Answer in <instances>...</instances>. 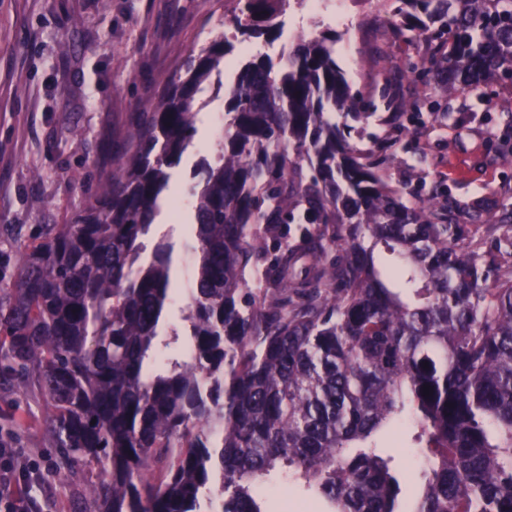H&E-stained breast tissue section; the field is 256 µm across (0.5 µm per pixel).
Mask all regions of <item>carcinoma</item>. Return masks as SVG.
<instances>
[{
	"label": "carcinoma",
	"instance_id": "cac0c4a2",
	"mask_svg": "<svg viewBox=\"0 0 512 512\" xmlns=\"http://www.w3.org/2000/svg\"><path fill=\"white\" fill-rule=\"evenodd\" d=\"M287 0L225 18L241 41L283 34ZM392 36L425 42L431 81L491 99L512 82V0H382ZM234 44L217 35L138 114L131 153L68 224L0 278V382L48 410L55 471L98 469L82 512H270L289 475L318 512H512V277L492 233L512 209L409 208L333 113L366 121L336 31L248 59L225 88L218 156L191 191L185 352L160 363L174 244L143 257L198 96ZM303 211L293 239L289 216ZM429 395H424V386ZM424 449L407 500L382 439Z\"/></svg>",
	"mask_w": 512,
	"mask_h": 512
}]
</instances>
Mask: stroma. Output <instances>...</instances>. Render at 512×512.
<instances>
[{
  "label": "stroma",
  "mask_w": 512,
  "mask_h": 512,
  "mask_svg": "<svg viewBox=\"0 0 512 512\" xmlns=\"http://www.w3.org/2000/svg\"><path fill=\"white\" fill-rule=\"evenodd\" d=\"M236 0H0V276L15 275L22 249L44 224L69 223L98 182L115 174L114 154L130 147L129 131L143 107L156 101L191 50L224 29ZM321 19L336 31V63L352 91L371 96L368 123H353L350 141L361 150L389 145L382 177L410 204L428 198L462 211L476 202L498 211L512 206V164L498 143L512 125V88L485 105L470 89L432 87L419 109L393 121L382 98L400 78L405 99L416 91L406 76L423 45L392 41L395 19L379 0H351L339 19L294 6L285 36L256 47L278 57L290 36ZM206 131L171 180L175 196L192 184L196 162L217 154L216 119L224 92L207 85ZM45 404L37 391L0 389V433H10L25 466L19 487L35 496L40 512H79V491L95 468L78 467L69 488L53 469L45 433Z\"/></svg>",
  "instance_id": "1"
}]
</instances>
